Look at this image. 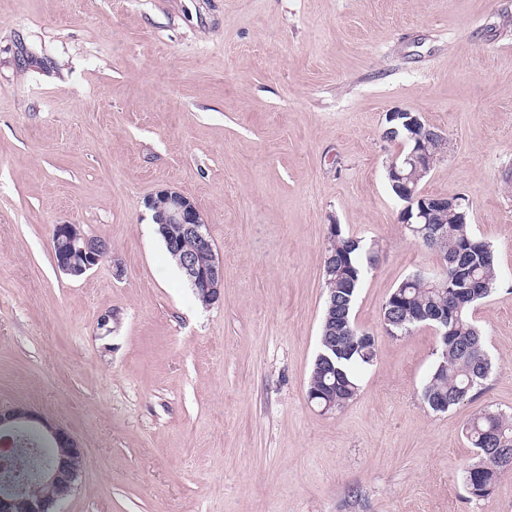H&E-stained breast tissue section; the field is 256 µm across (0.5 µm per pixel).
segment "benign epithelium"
Instances as JSON below:
<instances>
[{
  "mask_svg": "<svg viewBox=\"0 0 512 512\" xmlns=\"http://www.w3.org/2000/svg\"><path fill=\"white\" fill-rule=\"evenodd\" d=\"M401 115L410 116L408 138L416 144L401 161L391 162L389 175L407 214H412L418 201L416 223L433 224L438 216L448 212V198L426 199L423 192L417 191V183L438 160L447 156L448 137L408 110L391 112L388 121ZM147 206L154 211V223L160 225V231L168 239L180 270L195 290L217 302L224 284V265L204 231L206 220L194 201L179 190L162 188L148 198ZM53 233L57 243L56 265L70 277L78 278L93 270L107 250L102 239L86 233L79 224H56ZM309 401L316 402L325 412L336 407V382L325 384L322 391L310 395ZM22 426L35 429L54 445L53 457L42 463L37 473L38 481L50 487L52 494L23 498L11 488H3L0 512H57V506L76 492V463L84 459L83 448L67 429L41 418L26 406L0 409V439H9Z\"/></svg>",
  "mask_w": 512,
  "mask_h": 512,
  "instance_id": "1",
  "label": "benign epithelium"
}]
</instances>
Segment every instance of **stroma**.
Returning a JSON list of instances; mask_svg holds the SVG:
<instances>
[{
    "label": "stroma",
    "instance_id": "1",
    "mask_svg": "<svg viewBox=\"0 0 512 512\" xmlns=\"http://www.w3.org/2000/svg\"><path fill=\"white\" fill-rule=\"evenodd\" d=\"M448 136L424 193L462 197L500 279L473 319L492 371L436 412L432 327L382 306L440 268L400 222L389 112ZM191 197L224 264L203 305L146 202ZM79 224L112 259L57 268ZM375 247L355 300L359 392L307 399L329 225ZM111 315L110 328L100 326ZM84 450L61 512H512L471 498L465 425L512 413V0H0V408Z\"/></svg>",
    "mask_w": 512,
    "mask_h": 512
}]
</instances>
